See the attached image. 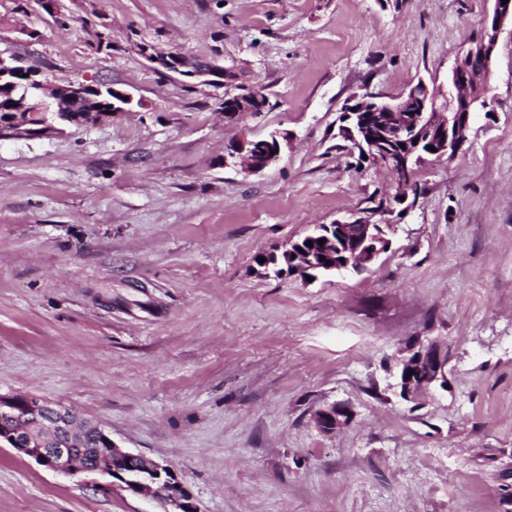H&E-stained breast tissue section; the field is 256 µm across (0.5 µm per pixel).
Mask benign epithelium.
I'll list each match as a JSON object with an SVG mask.
<instances>
[{"instance_id":"1","label":"benign epithelium","mask_w":512,"mask_h":512,"mask_svg":"<svg viewBox=\"0 0 512 512\" xmlns=\"http://www.w3.org/2000/svg\"><path fill=\"white\" fill-rule=\"evenodd\" d=\"M512 26V0H493L492 14L485 20L480 39L472 42L457 58L448 76V85L431 90L421 81L407 92L382 100L372 94L354 97L342 110L338 135L351 148L367 159L390 168L397 177L392 200L407 197L414 165L424 156H453L466 142L472 114L486 106L482 83L491 72L500 34ZM141 54L157 67L186 76L211 72L189 63L175 53H161L150 45L139 48ZM0 87L9 90L7 115L0 119V132L12 136H43L60 131L55 122L73 125H96L112 119L132 103L128 93L108 85L70 84L47 88L35 79L34 71L14 64L13 59L0 55ZM266 107L261 89L247 91L224 100L222 110L227 119H236L249 112H262ZM434 150H429V147ZM280 145L276 136L256 140H240L231 155L243 170L256 174L273 165L279 158ZM384 211L367 212L348 220H337L328 230L336 237H325L319 260L303 249H288L294 262L314 271L327 266V271H358L372 262L389 245L376 216ZM448 354L436 341L419 348L403 350L398 360L395 388L399 396L414 402L431 387L442 390L448 385L445 368ZM48 408L51 420L43 422L50 437L19 447L17 433L0 429V441L10 445L22 456L35 460L44 468L65 476L88 474L107 475L110 486L136 495H151L161 503L163 512H198L188 489L176 478L171 468L159 461L122 449L105 427L75 413L63 403H53L30 394L0 392V424L20 415L38 419V410ZM350 420L346 408L332 404L315 413V421L325 432L334 431ZM96 430L105 444L106 454L123 459L127 468L118 469L99 459L93 465L83 464L74 455L71 445L77 423Z\"/></svg>"}]
</instances>
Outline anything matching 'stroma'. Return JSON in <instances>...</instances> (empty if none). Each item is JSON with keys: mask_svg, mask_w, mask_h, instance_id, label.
Masks as SVG:
<instances>
[{"mask_svg": "<svg viewBox=\"0 0 512 512\" xmlns=\"http://www.w3.org/2000/svg\"><path fill=\"white\" fill-rule=\"evenodd\" d=\"M492 0H0V53L50 86L108 83L128 112L0 137V392L102 422L169 465L200 512H503L512 450V34L488 110L416 168L361 272L263 277L260 255L373 208L393 173L337 138L344 104L444 85ZM231 69L205 84L138 46ZM268 108L229 121L238 85ZM280 135L258 174L225 161ZM439 341L448 390L391 385ZM353 418L327 434L312 416ZM0 445V512H159Z\"/></svg>", "mask_w": 512, "mask_h": 512, "instance_id": "35a3bbf8", "label": "stroma"}]
</instances>
